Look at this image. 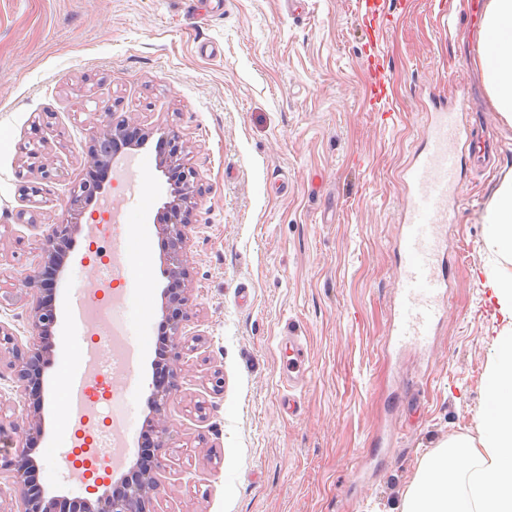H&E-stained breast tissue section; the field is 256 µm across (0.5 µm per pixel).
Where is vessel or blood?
<instances>
[{"mask_svg":"<svg viewBox=\"0 0 512 512\" xmlns=\"http://www.w3.org/2000/svg\"><path fill=\"white\" fill-rule=\"evenodd\" d=\"M424 130V147L406 169L403 203L405 233L399 240L402 256L401 294L398 320L392 333L402 341H424L444 311L447 280L444 276L445 241L443 229L452 223L455 192L460 180L458 144H466L479 155L485 144L474 138L455 113L440 102H432ZM126 345L122 378L124 388L136 387L135 362L145 344L142 336L125 333ZM88 366L69 370L68 401L72 411L87 403Z\"/></svg>","mask_w":512,"mask_h":512,"instance_id":"b4317fda","label":"vessel or blood"}]
</instances>
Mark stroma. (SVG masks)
Here are the masks:
<instances>
[{
    "mask_svg": "<svg viewBox=\"0 0 512 512\" xmlns=\"http://www.w3.org/2000/svg\"><path fill=\"white\" fill-rule=\"evenodd\" d=\"M0 0V324L27 343L24 278L49 225L86 177L90 132L135 121L178 132L200 194L188 229V318L170 353L166 409L175 486L150 512H390L423 457L476 435L496 318L480 275L483 216L512 171V125L483 82L472 0ZM477 112L497 153L465 159L447 234L444 314L427 342L397 343L403 170L422 145L429 93ZM146 144L111 195L120 233L153 242L121 328L155 338L165 259L155 223L169 185ZM45 196L32 195V187ZM84 244L56 291L36 454L48 496L96 500L56 448L63 378L84 353L70 298L90 275ZM305 351L289 383L285 339ZM0 355V453L23 413ZM110 412L146 424L150 359ZM294 397L297 414L283 407Z\"/></svg>",
    "mask_w": 512,
    "mask_h": 512,
    "instance_id": "obj_1",
    "label": "stroma"
}]
</instances>
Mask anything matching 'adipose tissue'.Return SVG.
I'll list each match as a JSON object with an SVG mask.
<instances>
[{
	"label": "adipose tissue",
	"instance_id": "obj_1",
	"mask_svg": "<svg viewBox=\"0 0 512 512\" xmlns=\"http://www.w3.org/2000/svg\"><path fill=\"white\" fill-rule=\"evenodd\" d=\"M481 68L495 112L512 124V0H488ZM495 257L482 285L500 318L484 379L478 434L443 442L424 457L395 512H512V176L492 192L483 217Z\"/></svg>",
	"mask_w": 512,
	"mask_h": 512
}]
</instances>
